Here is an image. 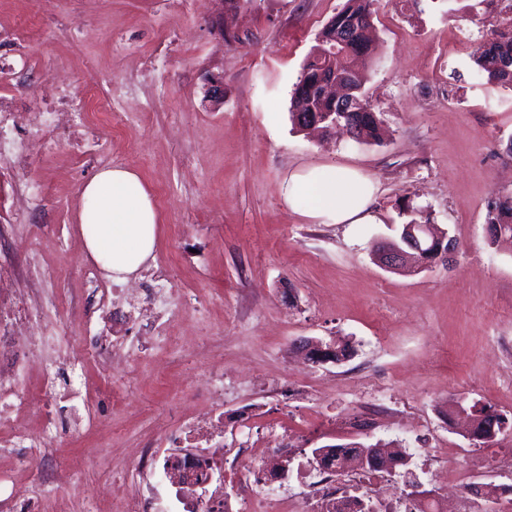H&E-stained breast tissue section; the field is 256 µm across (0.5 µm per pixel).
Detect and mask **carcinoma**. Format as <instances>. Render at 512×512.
<instances>
[{"label": "carcinoma", "mask_w": 512, "mask_h": 512, "mask_svg": "<svg viewBox=\"0 0 512 512\" xmlns=\"http://www.w3.org/2000/svg\"><path fill=\"white\" fill-rule=\"evenodd\" d=\"M372 0H347L344 9L325 25L303 64L296 88L291 95L290 117L293 125L303 129L307 124L302 120L308 112H322L340 122L353 121L358 125L366 140L378 142L384 135L382 121L377 112L364 99L365 74L358 67V60L369 56V42L348 41L342 53L333 60L317 57L322 45L338 38L344 39L349 30L359 27L371 19ZM478 76L486 83L512 90V22L503 20L491 32V37L479 45L473 55ZM345 83L351 95L360 101L359 111L346 115L332 112L331 102L322 97L321 83L331 78ZM485 223L493 241L512 240V194L498 196L488 201Z\"/></svg>", "instance_id": "cac0c4a2"}]
</instances>
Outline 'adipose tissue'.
Wrapping results in <instances>:
<instances>
[{
    "label": "adipose tissue",
    "instance_id": "obj_1",
    "mask_svg": "<svg viewBox=\"0 0 512 512\" xmlns=\"http://www.w3.org/2000/svg\"><path fill=\"white\" fill-rule=\"evenodd\" d=\"M378 188L361 169L306 165L288 173L281 196L289 211L322 224H375ZM95 224L84 235L87 254L115 279L136 272L152 255L160 222L154 199L139 175L115 167L95 174L83 188Z\"/></svg>",
    "mask_w": 512,
    "mask_h": 512
}]
</instances>
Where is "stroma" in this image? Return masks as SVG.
Returning a JSON list of instances; mask_svg holds the SVG:
<instances>
[{"label":"stroma","instance_id":"obj_1","mask_svg":"<svg viewBox=\"0 0 512 512\" xmlns=\"http://www.w3.org/2000/svg\"><path fill=\"white\" fill-rule=\"evenodd\" d=\"M346 0H0V53L12 73L0 97L24 104L68 95L80 149L57 138L29 180L46 187L23 227L28 260L60 271L47 287L67 301L92 265L79 216L82 189L105 167L135 171L161 217L154 255L138 279L167 307L146 323L124 298L92 325L51 308L55 333L110 336L127 365L69 366L62 352L30 354L16 389L57 394L54 426L19 417L17 448L0 447V494L57 501L72 512H124L153 484V512H183L184 494L133 465L164 437L171 413L224 416L221 445L233 458L246 433L298 432L288 480L314 449L390 444L408 468L432 455L470 467L472 480L512 481V469L473 465L479 448L452 405H487L506 423L489 449L512 448V241H491L486 205L512 193V90L487 84L472 55L512 0H374L364 92L386 135L321 142L289 118L293 88L327 22ZM224 81V102L206 98ZM124 119L91 121L96 100ZM354 164L378 187L376 224H318L282 203L280 184L303 164ZM431 221L458 249L449 264L414 274L376 262L403 224ZM308 338L348 341L347 361L314 365L296 349ZM224 374L211 378V364ZM224 393L199 394L206 381ZM390 401L367 431L348 425L365 383ZM96 396L94 423L76 421L70 391Z\"/></svg>","mask_w":512,"mask_h":512}]
</instances>
